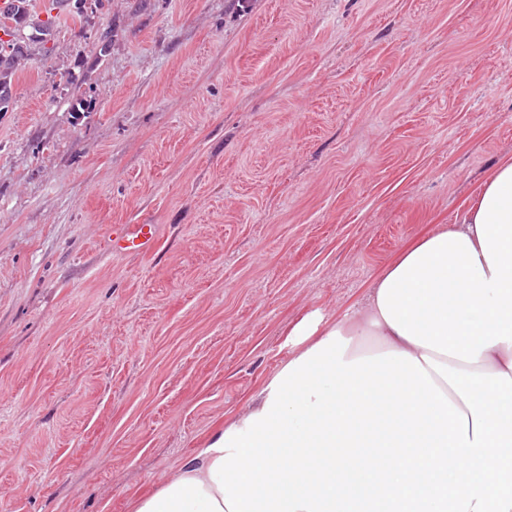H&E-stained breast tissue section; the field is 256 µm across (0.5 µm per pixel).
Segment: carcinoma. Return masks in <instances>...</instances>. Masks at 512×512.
Here are the masks:
<instances>
[{"instance_id":"obj_1","label":"carcinoma","mask_w":512,"mask_h":512,"mask_svg":"<svg viewBox=\"0 0 512 512\" xmlns=\"http://www.w3.org/2000/svg\"><path fill=\"white\" fill-rule=\"evenodd\" d=\"M65 10V0H42L40 8L35 0H9L6 7L0 8V31L6 33L16 26L26 32L27 37L23 49L0 60V112L10 111L15 103L17 72L51 55L48 43Z\"/></svg>"}]
</instances>
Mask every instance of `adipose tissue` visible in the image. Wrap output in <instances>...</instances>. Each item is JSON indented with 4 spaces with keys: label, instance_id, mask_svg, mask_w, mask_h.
<instances>
[{
    "label": "adipose tissue",
    "instance_id": "ef3b65f1",
    "mask_svg": "<svg viewBox=\"0 0 512 512\" xmlns=\"http://www.w3.org/2000/svg\"><path fill=\"white\" fill-rule=\"evenodd\" d=\"M133 512H512V158ZM378 340V352L362 348Z\"/></svg>",
    "mask_w": 512,
    "mask_h": 512
}]
</instances>
